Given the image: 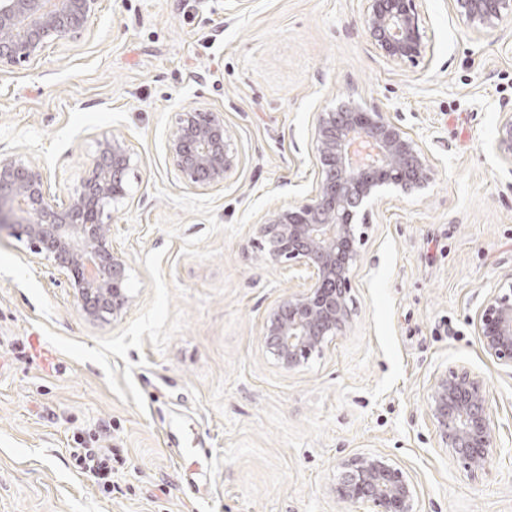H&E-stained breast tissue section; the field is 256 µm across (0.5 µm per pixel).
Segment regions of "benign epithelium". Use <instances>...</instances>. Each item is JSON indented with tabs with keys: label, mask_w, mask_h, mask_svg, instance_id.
<instances>
[{
	"label": "benign epithelium",
	"mask_w": 512,
	"mask_h": 512,
	"mask_svg": "<svg viewBox=\"0 0 512 512\" xmlns=\"http://www.w3.org/2000/svg\"><path fill=\"white\" fill-rule=\"evenodd\" d=\"M100 0H0V69L37 59L49 41L86 27ZM466 23L487 29L512 17V0H452ZM366 31L388 61L426 53L417 0H366ZM318 177L303 200L262 218L258 233L270 260L288 264L305 288L268 313L264 341L277 364L294 371L346 335L347 295L359 261L357 219L386 192L419 190L435 163L418 139L383 112L340 108L316 115ZM499 146L512 156V114L499 126ZM166 150L186 186L206 191L238 165L224 113L193 108L175 115ZM135 158L125 139L98 142L88 176L61 206L52 203L47 173L21 154L0 157V233L26 238L31 253L64 276L83 317L114 321L133 303L130 264L112 248V205L126 198ZM484 353L512 369V274L469 317ZM427 412L441 447L474 474L496 451L495 421L483 377L465 366L438 372ZM336 496L363 512H421L407 473L391 458L360 453L340 465Z\"/></svg>",
	"instance_id": "benign-epithelium-1"
}]
</instances>
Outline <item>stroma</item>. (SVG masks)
I'll use <instances>...</instances> for the list:
<instances>
[{"label": "stroma", "instance_id": "stroma-1", "mask_svg": "<svg viewBox=\"0 0 512 512\" xmlns=\"http://www.w3.org/2000/svg\"><path fill=\"white\" fill-rule=\"evenodd\" d=\"M427 53L374 49L363 0H100L86 30L0 71V155L39 162L55 201L97 143L135 153L112 245L134 303L90 324L26 239L0 238V512H357L338 464L396 460L423 512H512V370L468 317L512 273V18L464 23L421 0ZM398 120L433 158L428 187L389 192L359 230L346 335L296 371L266 353L267 313L304 282L256 226L315 182L317 112ZM223 113L239 163L223 185L178 181L177 112ZM480 373L496 453L470 474L427 416L436 373ZM112 453L102 489L71 455ZM183 449L172 457V449Z\"/></svg>", "mask_w": 512, "mask_h": 512}]
</instances>
